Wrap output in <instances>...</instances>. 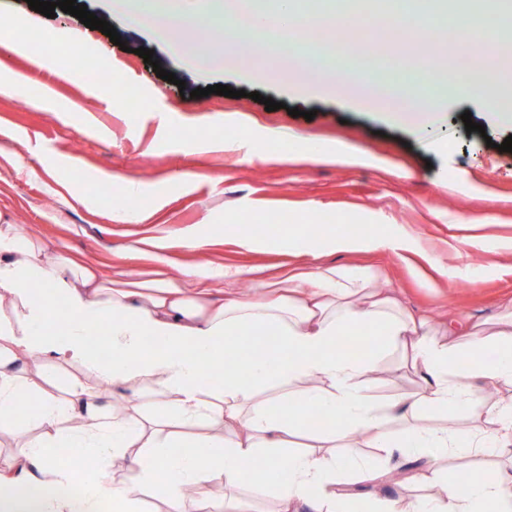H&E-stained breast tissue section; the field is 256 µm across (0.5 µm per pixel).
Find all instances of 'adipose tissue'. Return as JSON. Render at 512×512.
I'll return each mask as SVG.
<instances>
[{
	"mask_svg": "<svg viewBox=\"0 0 512 512\" xmlns=\"http://www.w3.org/2000/svg\"><path fill=\"white\" fill-rule=\"evenodd\" d=\"M231 276L191 267L178 278L106 280L26 225L0 224V423L18 425L28 361L87 376L66 399L40 398L30 415L40 435L0 467V512H99L106 497L112 512H144L140 487L162 512H213L217 487L223 512L257 499L272 500L273 512H512L507 479L473 470L460 484L449 468L512 447V399L474 411L483 387H512V308L489 324L439 325L361 267L318 266L251 295L225 288ZM191 278L197 287H186ZM34 280L43 285L36 298ZM360 329L366 351L337 352V340ZM230 357L246 373L213 388L207 368ZM391 359L418 378L416 393L378 399L373 375ZM107 384L149 388L165 402L150 417L135 402L110 411L98 403ZM314 408L328 418L319 432L308 424ZM77 418L82 430L66 431ZM202 422L208 433L192 434ZM361 447L376 449V461ZM111 462L126 480L111 477ZM351 473L365 490H348ZM418 481L428 494H409ZM74 484L81 498L67 495Z\"/></svg>",
	"mask_w": 512,
	"mask_h": 512,
	"instance_id": "adipose-tissue-1",
	"label": "adipose tissue"
}]
</instances>
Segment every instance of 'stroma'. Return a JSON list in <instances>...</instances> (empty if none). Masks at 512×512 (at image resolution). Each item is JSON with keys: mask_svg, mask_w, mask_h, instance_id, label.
<instances>
[{"mask_svg": "<svg viewBox=\"0 0 512 512\" xmlns=\"http://www.w3.org/2000/svg\"><path fill=\"white\" fill-rule=\"evenodd\" d=\"M81 2L114 26L122 45L70 14L35 12L27 0H0V15L58 51L82 42L86 55L112 68L143 106L127 111L111 89L87 83L55 55L0 46V78L15 88L0 96V207L11 222L33 227L47 243L65 242L98 261L106 276L120 269L177 277L189 266L242 268L246 274L232 288L249 293L257 280L278 281L314 261L369 267L376 287L397 289L408 308L437 322L450 315L491 319L512 299V153L498 148L512 133L496 125L482 101L441 88L444 117L418 134L320 89L231 71L196 76L146 30L106 13L101 0ZM140 47L152 50L176 83L158 78L137 55ZM181 80L190 91L222 84L246 95L184 98ZM255 92L261 101L252 100ZM267 97L280 109L266 111ZM294 108L300 117L291 116ZM466 112L483 132H466ZM208 140L214 148H205ZM286 141L309 142L336 159L288 160L275 149ZM18 154L22 173L14 168ZM104 182L116 191L138 186L145 221L110 220L98 194ZM281 215L288 222L269 245L234 230ZM316 222L324 224L322 233L310 231ZM339 226L361 227L368 239L406 241L412 260L368 247L336 251ZM295 230L296 244L288 240ZM194 236L206 245L186 248ZM468 266L479 267V276H464Z\"/></svg>", "mask_w": 512, "mask_h": 512, "instance_id": "stroma-1", "label": "stroma"}]
</instances>
